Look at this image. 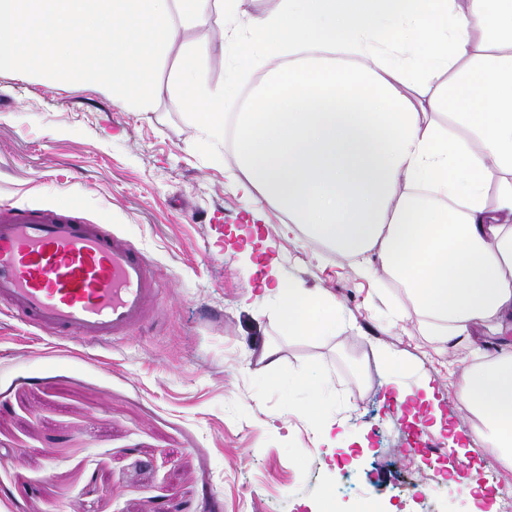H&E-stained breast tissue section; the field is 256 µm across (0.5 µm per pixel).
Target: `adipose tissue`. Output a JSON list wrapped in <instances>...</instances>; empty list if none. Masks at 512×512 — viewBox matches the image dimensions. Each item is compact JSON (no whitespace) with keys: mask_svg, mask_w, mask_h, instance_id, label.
I'll list each match as a JSON object with an SVG mask.
<instances>
[{"mask_svg":"<svg viewBox=\"0 0 512 512\" xmlns=\"http://www.w3.org/2000/svg\"><path fill=\"white\" fill-rule=\"evenodd\" d=\"M0 0V72L79 78L151 111V63L213 18L223 89L175 96L201 138L232 136L250 221L287 215L337 254L376 256L408 301L394 316L472 346L458 383L465 431L512 469V0ZM262 70L248 102L235 81ZM292 336L336 337L329 295L259 279ZM485 326L507 347L474 348Z\"/></svg>","mask_w":512,"mask_h":512,"instance_id":"adipose-tissue-1","label":"adipose tissue"}]
</instances>
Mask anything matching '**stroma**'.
Listing matches in <instances>:
<instances>
[{
	"instance_id": "35a3bbf8",
	"label": "stroma",
	"mask_w": 512,
	"mask_h": 512,
	"mask_svg": "<svg viewBox=\"0 0 512 512\" xmlns=\"http://www.w3.org/2000/svg\"><path fill=\"white\" fill-rule=\"evenodd\" d=\"M208 25L188 29L153 64V111L135 113L84 84L0 72V202L63 208L115 225L155 268L159 318L107 346L58 340L0 313V512H318L343 479L335 512H494L448 487L445 467L512 489V471L475 445L465 460L423 465L408 435L447 447L469 428L456 381L466 347L391 323L404 296L387 276L364 277L354 260L268 214L257 246L281 274L336 300L344 331L290 336L274 301L253 289L235 231L247 217L231 146L210 147L171 100V77L224 86L223 44L191 52ZM403 362L407 385L429 378L436 404L396 405L374 356ZM276 352V366L264 359ZM321 376L344 428L326 447L289 384ZM424 497H417L418 487Z\"/></svg>"
}]
</instances>
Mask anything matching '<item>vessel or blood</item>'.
Segmentation results:
<instances>
[{
	"mask_svg": "<svg viewBox=\"0 0 512 512\" xmlns=\"http://www.w3.org/2000/svg\"><path fill=\"white\" fill-rule=\"evenodd\" d=\"M79 209L0 204V308L61 339L109 341L144 324L160 290L141 251Z\"/></svg>",
	"mask_w": 512,
	"mask_h": 512,
	"instance_id": "b4317fda",
	"label": "vessel or blood"
}]
</instances>
